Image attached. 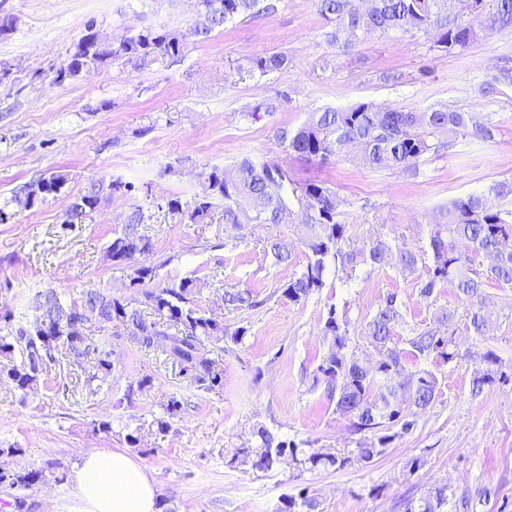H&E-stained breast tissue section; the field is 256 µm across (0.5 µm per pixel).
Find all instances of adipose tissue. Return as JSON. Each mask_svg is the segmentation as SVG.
<instances>
[{"label":"adipose tissue","instance_id":"ef3b65f1","mask_svg":"<svg viewBox=\"0 0 512 512\" xmlns=\"http://www.w3.org/2000/svg\"><path fill=\"white\" fill-rule=\"evenodd\" d=\"M156 496L151 472L130 454L94 449L79 458L66 512H155Z\"/></svg>","mask_w":512,"mask_h":512}]
</instances>
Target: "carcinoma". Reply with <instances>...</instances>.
<instances>
[{"label": "carcinoma", "mask_w": 512, "mask_h": 512, "mask_svg": "<svg viewBox=\"0 0 512 512\" xmlns=\"http://www.w3.org/2000/svg\"><path fill=\"white\" fill-rule=\"evenodd\" d=\"M279 0H198L208 18L204 27L195 26L185 34L145 27L119 42H111L94 26L73 45L67 63L55 71L50 84L60 87L91 67L104 66L114 59L140 68L165 59L179 57L187 38L209 40L212 33L237 17L270 16L278 10ZM315 7L332 29L326 33L327 44L340 51L349 38L374 32L412 31L433 35L432 48L446 55L464 50L477 37L475 26L484 31L512 27V0H372V7L362 11L356 0H315ZM288 66V56L271 52L249 60L248 71L266 76ZM512 87V67L500 68L481 86V93L493 97L502 87ZM288 101V93L246 107L244 116L256 117L263 111L272 113ZM498 131L492 121H473L468 112L446 107L426 110L386 108L372 101L358 102L347 108L325 109L310 113L295 129L279 128L276 139L287 150L308 160H325L344 154L365 168L401 172L416 170L425 155L435 153L443 143L438 136L448 133L481 141H492ZM132 186L120 180L92 182L77 197L66 213L65 223L80 224L96 212L106 195L124 196ZM339 199L324 180L296 183L277 162L255 163L242 159L232 179L224 170L213 167L204 175L202 192L193 203L169 196L156 208L173 219L201 227L215 221L239 227L259 221L263 224H288L297 221L308 228L305 247L310 251L302 271L281 287V297L299 302L325 287L324 274L329 265L349 275L361 266L388 265L401 274H412L418 254L411 250L393 251L378 239L362 248L346 245V225L336 220ZM145 214L137 206L128 216L124 231L112 238L105 259L112 266L130 271V283L142 288L144 305L154 315L147 321L140 311L123 298L88 288L73 299H65L54 288L40 294L42 313L34 322H15L10 309H0V379H7L14 390L25 397L40 382L47 365L66 362L83 368V386L97 393L112 374L111 353L106 339L85 333L71 336L60 323L63 312L88 325L118 322L131 329V335L144 349L160 350L166 360L179 366L191 380L206 390L224 387V371L208 357L206 342L217 336L244 335L245 330L228 332L224 324L207 315L194 303L205 282L185 277L165 286L155 284L158 267L139 261L153 250L151 238L140 231ZM429 248L432 267L427 277L417 283L419 295L430 300L436 290L448 285L463 304L464 330L471 336L486 339L493 324L494 312L483 298L484 281H495L502 288H512V209L494 210L482 195L470 194L454 199L442 214V221L431 225ZM293 245L284 239L270 242L269 251L278 263L291 258ZM483 253L496 258L480 277L472 268L473 257ZM224 305L235 309L254 307L257 301L248 291L227 289ZM401 302L389 294L380 303L367 325V337L378 359L372 370L364 373L355 358L346 352L349 322L347 312L331 307L323 327L327 349L313 374V386H324L327 399L335 411L349 417L359 430H394L380 437L386 444L413 430L414 413H405L388 390L390 370L405 368L407 359L433 357L450 364L459 357L455 335L456 314L443 312L438 321L448 326V334L428 330L417 333L403 351L393 345L400 322ZM500 358L488 348L480 355L478 368L471 379V393L478 395L485 387L504 383L507 376L499 369ZM405 383L412 391L409 406L424 409L438 395V378L429 370H410ZM260 443L254 448H237L228 460L232 468L249 465L271 472L288 460L297 468L312 471L342 467L351 457L333 452L307 453L290 447L265 429L258 431ZM42 472L33 469L0 470V488L22 490L39 482ZM448 504L446 489L439 487L420 498H406L402 512H443ZM318 501L305 488L282 498L277 512H318Z\"/></svg>", "instance_id": "cac0c4a2"}]
</instances>
